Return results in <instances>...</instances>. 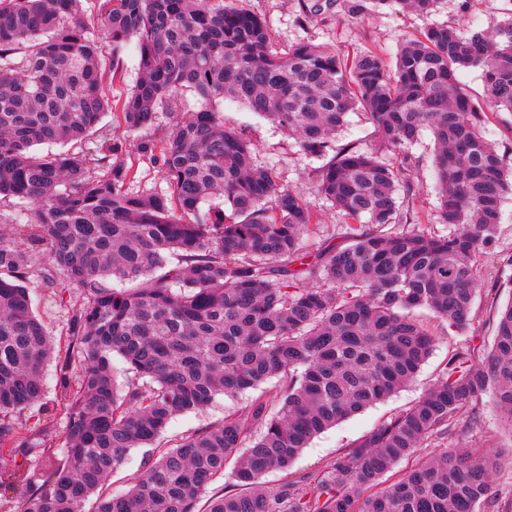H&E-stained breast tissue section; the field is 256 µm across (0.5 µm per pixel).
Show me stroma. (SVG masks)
Listing matches in <instances>:
<instances>
[{
    "label": "stroma",
    "mask_w": 512,
    "mask_h": 512,
    "mask_svg": "<svg viewBox=\"0 0 512 512\" xmlns=\"http://www.w3.org/2000/svg\"><path fill=\"white\" fill-rule=\"evenodd\" d=\"M245 7L265 17L279 47L308 41L344 56L364 50H373L392 57L401 42L412 37L427 24L425 18L404 10L383 8L362 16L349 15L347 0H327L324 16L314 17L305 25H298L299 0H244ZM512 15V0H445L438 21L457 27L462 34L476 29H490ZM224 125L241 132L262 162L275 163L281 173L284 187L297 191L317 212L320 222L303 238L306 252L316 254L320 249L341 243L342 229L336 211L317 195L312 171L321 166V159L303 154L293 138L276 125L262 119L247 107L236 102H225L222 107ZM102 131L82 141L86 153L96 151L101 134L121 140L127 161L136 173L133 190L160 192L167 184L159 165L149 163L136 151L139 134L118 128L112 116H105ZM433 145L430 137H422L411 150L413 161L411 182L413 193L408 201L411 228H425L439 235L449 227L438 217V201L432 170ZM512 300V196L506 197L502 207L496 243L481 260L479 284L472 308V329L457 332L446 322L437 320L426 310L417 316L429 323L437 335L435 349L423 365L416 380L390 399L370 407L338 423L311 439L307 448L294 461L291 475L301 476L319 472L330 461L353 447L358 440L380 425L388 417L401 413L413 405L435 383L449 358L461 350H473L476 360H483L493 344L492 319L497 309ZM278 391L276 381L262 384L258 390L230 399L216 396L207 408L176 416L162 436L163 443L174 444L188 436L223 421L234 412L244 411L256 398L270 399ZM475 448L512 456V429L508 428L492 395H484L477 411H462L447 437L430 439L423 445L426 454L448 449L464 454Z\"/></svg>",
    "instance_id": "stroma-1"
}]
</instances>
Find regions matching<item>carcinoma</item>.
<instances>
[{"label":"carcinoma","instance_id":"cac0c4a2","mask_svg":"<svg viewBox=\"0 0 512 512\" xmlns=\"http://www.w3.org/2000/svg\"><path fill=\"white\" fill-rule=\"evenodd\" d=\"M98 2L107 63L81 0H0V198L34 206L0 237V460L50 461L40 483L0 468V499L11 512H86L92 499V512H198V498L232 461L234 485L205 512L491 508L495 454L421 456L419 448L487 392L512 427V302L496 312L485 362L469 350L453 354L420 400L316 476H287L273 490L261 477L288 472L313 436L416 377L435 336L413 312L470 327L479 260L512 193V150L490 138L485 112H512V19L467 36L432 22L389 62L373 51L344 61L308 41L277 49L260 14L224 0ZM441 2L348 0L347 10L430 18ZM132 41L139 78L113 105L105 72L119 71ZM471 68L481 70L484 106L458 80ZM184 90L197 110L136 145L161 166L164 193L129 191L135 173L107 136L96 155L35 151L85 138L111 111L126 130L146 133L159 111H176ZM226 99L276 123L305 154L329 157L314 188L341 216L345 243L307 261L300 241L318 216L224 127ZM355 110L374 124L378 149L402 155L399 167L375 151L334 146ZM426 133L441 219L454 226L446 236L395 228L407 216L399 191L412 194L408 149ZM210 198L224 208L201 210ZM364 218L374 229L359 228ZM303 276L326 287L300 288ZM33 280L56 297L81 291L57 343L33 309ZM115 355L131 373L121 389ZM53 361L56 397L47 403L43 373ZM273 378L276 408L260 396L239 415L157 445L174 416ZM24 410L36 418L27 431L17 422ZM132 448L155 458L112 496L106 481ZM404 460L411 465L400 473Z\"/></svg>","mask_w":512,"mask_h":512}]
</instances>
